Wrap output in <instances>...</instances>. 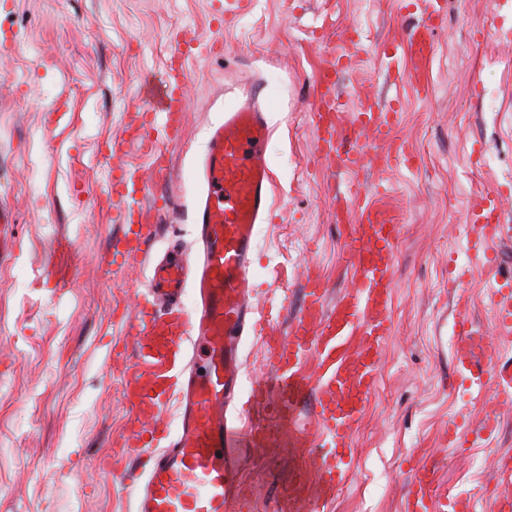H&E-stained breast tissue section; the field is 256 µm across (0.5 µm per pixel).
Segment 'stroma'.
<instances>
[{"instance_id":"1","label":"stroma","mask_w":512,"mask_h":512,"mask_svg":"<svg viewBox=\"0 0 512 512\" xmlns=\"http://www.w3.org/2000/svg\"><path fill=\"white\" fill-rule=\"evenodd\" d=\"M399 0H252L238 16L213 0H0V209L12 216L0 250V512H129V497L99 467L134 464L122 444L124 365L112 355L122 314L150 262L193 238L194 168L207 132L246 89L267 114L274 222L260 225L254 300L260 322L286 329L303 303L307 270L331 292L351 285L337 211L354 195L384 192L404 231L394 265L393 335L376 387L353 435L347 476L323 512H405L407 475L434 454L448 491L492 492V464L512 451V411L493 441L458 453L443 427L457 413L480 418L483 399L458 390L452 326L468 311L491 330L494 282L512 280V239L494 274L474 270L458 288L448 269L470 264L459 234L474 196L504 193L512 225V0H443L427 99L386 72L382 47L419 24ZM359 52L339 89L344 111L359 101L400 111L395 145L409 166L341 171L316 149L311 125L318 59ZM187 74L181 141L165 138L158 102L172 56ZM151 125L136 127L137 112ZM121 141L126 165L148 175L161 226L148 258L110 271L109 244L124 215L102 192V162ZM67 236L76 266L47 289L52 243ZM467 297L460 309L459 297ZM280 448L246 459L243 512H276L291 478Z\"/></svg>"}]
</instances>
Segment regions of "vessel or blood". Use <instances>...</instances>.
<instances>
[{"instance_id": "obj_1", "label": "vessel or blood", "mask_w": 512, "mask_h": 512, "mask_svg": "<svg viewBox=\"0 0 512 512\" xmlns=\"http://www.w3.org/2000/svg\"><path fill=\"white\" fill-rule=\"evenodd\" d=\"M423 17L420 30L405 42L383 51L387 67L428 86L435 49L433 32L441 16V0H416ZM331 60L319 67L314 84L320 100L338 102ZM184 70L169 76L163 108L170 141L182 137ZM316 139L335 151L343 125L357 128L352 147L337 153L338 167L356 172L376 162L388 168L407 164L403 153L389 152L396 115L377 112L369 102L340 115L315 112ZM269 128L253 99L225 111L210 126L207 146L196 168L201 193L193 209L194 240L153 263L146 286L134 293V360L122 379L123 403L129 413L131 438L143 472L114 475L133 493V512H227L242 492L236 452L257 455L273 448H307L310 434L301 422L299 404L312 399V413L323 430L326 452L319 461L291 466L292 478L279 512H323L343 483L352 456V431L371 397L392 329L395 251L403 226L384 199L355 198L349 208L345 249L353 284L336 301L316 275H307L304 301L289 331L263 339L273 373L256 380L249 395L241 393V343L258 321L251 303L256 291L255 234L271 214L272 179L264 143ZM122 167L121 146L107 156ZM166 177L155 167L141 183L121 174L107 188L125 205L128 222L111 245L112 271L121 273L137 262L158 233L153 215L141 206V195ZM469 245L483 265L495 262V244L512 226L502 223L494 199L483 196L471 205ZM47 281L62 282L71 272L72 248L57 240ZM494 340L480 336L473 322L457 323L455 361L469 389L483 386L477 369L495 364L487 410L477 425L451 419L444 433L452 448L469 444V431L494 433L500 411L512 408V364L498 363L501 348L512 347V285L493 288ZM178 408V426L163 417L169 403ZM497 490L489 495L490 512L512 508V455L495 464ZM407 512H475L470 492L448 495L437 465L417 467L409 476Z\"/></svg>"}]
</instances>
